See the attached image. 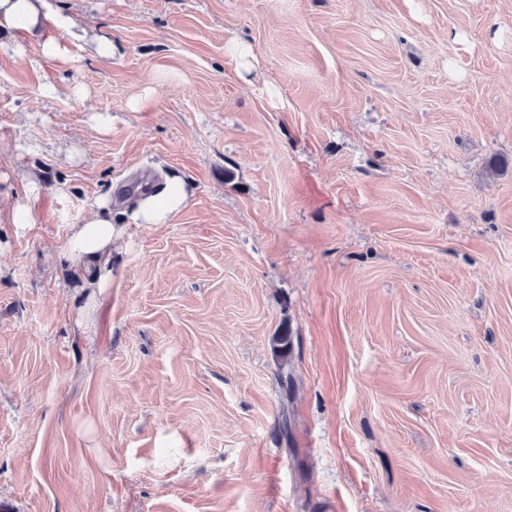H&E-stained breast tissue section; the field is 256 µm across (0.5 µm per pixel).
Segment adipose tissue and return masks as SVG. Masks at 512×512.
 <instances>
[{
  "label": "adipose tissue",
  "instance_id": "obj_1",
  "mask_svg": "<svg viewBox=\"0 0 512 512\" xmlns=\"http://www.w3.org/2000/svg\"><path fill=\"white\" fill-rule=\"evenodd\" d=\"M42 20L50 22L57 32L56 37L43 42V54L56 57L65 53L66 39L75 26L72 17L54 10L46 0H0V30L28 31ZM186 202L182 182L170 179L153 192L137 197L132 220L137 224H164ZM114 234L115 230L107 220L93 215L75 228L70 239L71 254L96 266L98 285L102 288L111 285L106 271Z\"/></svg>",
  "mask_w": 512,
  "mask_h": 512
}]
</instances>
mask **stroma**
<instances>
[{
    "label": "stroma",
    "mask_w": 512,
    "mask_h": 512,
    "mask_svg": "<svg viewBox=\"0 0 512 512\" xmlns=\"http://www.w3.org/2000/svg\"><path fill=\"white\" fill-rule=\"evenodd\" d=\"M52 3L113 55L0 31V512H512V0ZM135 200L132 212L134 224H165L184 207L187 194L182 182L169 179L162 187L148 195H140ZM116 231L107 220L96 214L85 224H79L70 239V253L79 260H86L97 267L98 287L109 288L111 281L106 278L108 256L112 249V238Z\"/></svg>",
    "instance_id": "stroma-1"
}]
</instances>
